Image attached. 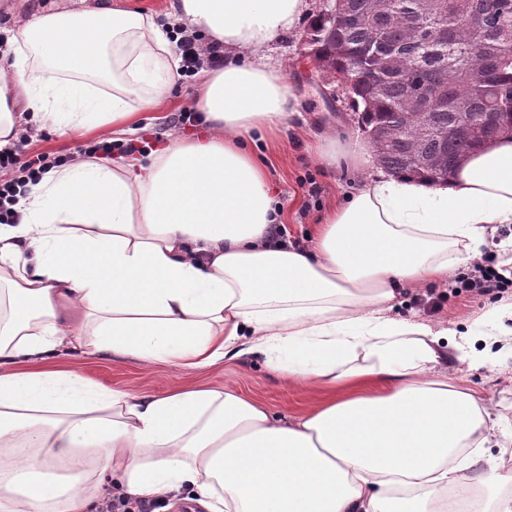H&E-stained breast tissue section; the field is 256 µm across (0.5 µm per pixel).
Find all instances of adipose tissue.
<instances>
[{"label":"adipose tissue","mask_w":512,"mask_h":512,"mask_svg":"<svg viewBox=\"0 0 512 512\" xmlns=\"http://www.w3.org/2000/svg\"><path fill=\"white\" fill-rule=\"evenodd\" d=\"M311 0H167L171 25L127 0L14 16L0 68V149L36 129L122 143L180 78L176 28L226 52L195 100L190 139L80 159L19 196L0 225V512H99L105 497L196 512H512V470L485 466L496 429L448 361L512 352V303L484 314L491 348L396 319L399 289L471 266L512 224V135L448 182L371 172L369 143L321 135L319 157L370 175L307 241L284 223L267 166L297 97L268 51ZM64 350L202 369L263 359L327 391L286 417L234 388L164 395L96 389L41 364Z\"/></svg>","instance_id":"1"}]
</instances>
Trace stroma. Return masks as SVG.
Segmentation results:
<instances>
[{
	"instance_id": "35a3bbf8",
	"label": "stroma",
	"mask_w": 512,
	"mask_h": 512,
	"mask_svg": "<svg viewBox=\"0 0 512 512\" xmlns=\"http://www.w3.org/2000/svg\"><path fill=\"white\" fill-rule=\"evenodd\" d=\"M309 21H302L297 31L288 33L273 44L272 58L287 69L292 88L298 98L303 122L283 127L277 137L255 135L253 149L268 166L271 178L280 187V201L288 212L285 224L289 238L303 236L324 210L341 202L359 188L365 175L343 166H327L314 149L317 132H330L339 140L363 138L358 114L343 90H329L314 84L310 73L314 64L304 40ZM201 73L185 75L171 91L163 108V118L152 132L157 136H179L193 129L192 124L178 122L179 113L190 108L201 81ZM92 134H60L46 130L31 138L29 154L44 155L46 163L63 157H74L86 146L95 143ZM314 179L320 187L318 196H309L305 179ZM447 292L442 308L434 313L421 310L417 295ZM403 303L397 309L400 318H415L443 328L461 329L488 310L493 297H476L466 293H448L446 283L410 285L402 293ZM46 369H74L88 384L101 389H121L132 394H164L193 387H236L249 398L272 411L292 416L318 402L321 394L305 390L285 375L270 371L262 361L242 363L222 361L204 369H177L165 363L144 367L140 362L113 354L73 355L61 353L45 364ZM454 383L471 389L490 407L492 416L512 423V360L506 365L471 369L464 365L449 368Z\"/></svg>"
}]
</instances>
